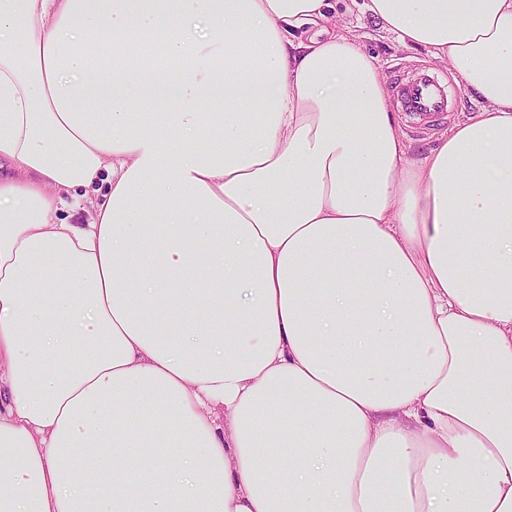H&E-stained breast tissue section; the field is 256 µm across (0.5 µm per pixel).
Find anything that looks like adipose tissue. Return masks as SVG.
Wrapping results in <instances>:
<instances>
[{
  "label": "adipose tissue",
  "mask_w": 512,
  "mask_h": 512,
  "mask_svg": "<svg viewBox=\"0 0 512 512\" xmlns=\"http://www.w3.org/2000/svg\"><path fill=\"white\" fill-rule=\"evenodd\" d=\"M365 8L423 157L333 0H0V512H512V0ZM336 2V14L340 15V25L351 35L356 36L365 49L376 56L387 79L388 87L395 100L393 85L397 74H408L417 68L434 69L435 74L447 79L448 69L430 61L427 50L421 47L404 46L395 35L365 12V0H344ZM439 79L427 72H418L411 78L399 83L395 96L403 112L420 125L428 124L443 112H448V91L452 103V112L445 114L430 128L419 126L402 112L399 113L403 131L407 137L411 154L421 157L438 145L441 132L453 124L464 121L476 114L482 103L458 88L451 80ZM84 190L80 189L75 196L66 195L64 198V204L60 207L61 211L58 212L57 216L59 219H66L70 223H78L79 218L86 216L81 211V206L88 207V199L81 196Z\"/></svg>",
  "instance_id": "ef3b65f1"
}]
</instances>
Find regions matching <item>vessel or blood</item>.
<instances>
[{
  "instance_id": "vessel-or-blood-1",
  "label": "vessel or blood",
  "mask_w": 512,
  "mask_h": 512,
  "mask_svg": "<svg viewBox=\"0 0 512 512\" xmlns=\"http://www.w3.org/2000/svg\"><path fill=\"white\" fill-rule=\"evenodd\" d=\"M395 96L402 111L421 125L430 123L448 109L447 81L425 72L399 83Z\"/></svg>"
}]
</instances>
